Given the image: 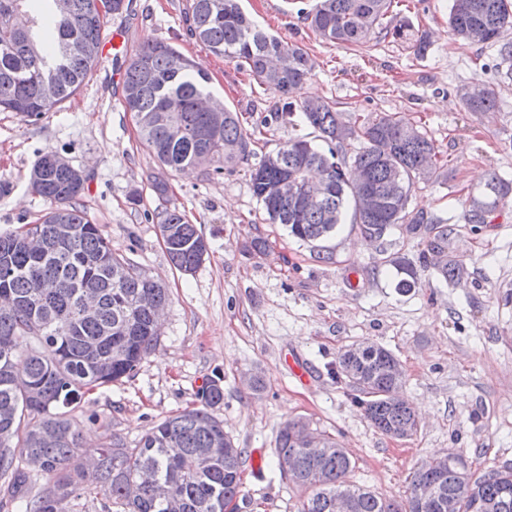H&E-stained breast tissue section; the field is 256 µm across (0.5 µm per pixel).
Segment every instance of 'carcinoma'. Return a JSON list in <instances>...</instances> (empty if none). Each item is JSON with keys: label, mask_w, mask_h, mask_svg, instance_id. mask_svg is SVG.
<instances>
[{"label": "carcinoma", "mask_w": 512, "mask_h": 512, "mask_svg": "<svg viewBox=\"0 0 512 512\" xmlns=\"http://www.w3.org/2000/svg\"><path fill=\"white\" fill-rule=\"evenodd\" d=\"M96 0H70L62 12L57 0H0V110L38 120L77 94L95 63L82 52L88 42L101 43L105 22ZM392 0H316L306 18L323 40L362 45L376 34ZM18 9L27 18L24 29L8 22ZM186 20L195 39L218 57L248 68L253 78L278 94L280 110L265 124L278 123L298 112L318 133V141L288 140L263 158L250 173V189L268 220L282 224L304 243L324 242L346 221L361 235L377 241L404 223L416 229L423 223L435 232L431 245H448V225L441 218L409 217L407 201L416 182L438 181L445 171L437 166L436 147L422 131L404 134L408 123L384 115L361 127L346 121L336 104L326 99L295 97L311 71L309 57L299 46L259 29L242 11L239 0H192ZM448 24L459 40L476 45H499L500 62L512 77V43L500 42L512 27L508 0H450ZM396 39L409 40L420 55L429 45L415 37L407 22L394 28ZM209 77L172 45L155 42L131 57L123 74L125 111L162 119L138 130L142 143L160 167L180 171L195 165L196 156L213 152L212 171L235 169L250 154L251 133L238 113L222 107L216 124L197 109V100L213 97ZM466 107L483 112L498 104L497 85L481 86L470 98L461 90ZM361 141L351 161L350 141L343 129ZM288 176L301 185L322 188L307 205L293 196L278 198L271 188ZM32 191L54 204L34 224L0 234V510L19 512H83L80 486L85 473L76 463L80 432L66 417V408L100 386L128 378L158 340L155 314L141 307L150 295L159 304L167 288L144 281L136 265L112 252L98 225L79 205L84 188L67 173L33 168ZM371 191L378 205L363 210L359 196ZM512 196V176L493 172L482 189L470 195L462 218L467 224H488ZM160 230L169 231L163 243L172 264L191 273L207 252L195 225L176 208L160 213ZM445 282L457 280L462 264L445 261L436 267ZM98 284V316L80 315L79 285ZM38 328L40 335L33 333ZM25 359V373L15 371ZM336 377L360 395L367 420L380 433L407 437L416 432L412 407L399 399L404 374L399 360L371 341L353 344L336 359ZM202 407L185 409L153 426L134 448L109 436L95 449L99 465L88 491H101L124 512H168L155 487L144 484L136 495L131 486L144 470L169 484L182 502L180 512H226L241 493L244 450L224 432V422L208 409L224 400L216 382L201 387ZM309 427L290 419L276 436L278 467L291 474L305 495L298 512H332L338 494L352 499L351 512H443L440 504L459 498L458 512H512V465L493 468L471 478L460 472L459 460L432 459L414 472L409 495L402 504L385 501L373 492L348 483L351 460L336 439L316 433L320 450L310 453L301 440ZM47 480L53 498L25 492L35 478Z\"/></svg>", "instance_id": "cac0c4a2"}]
</instances>
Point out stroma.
Returning a JSON list of instances; mask_svg holds the SVG:
<instances>
[{
	"instance_id": "1",
	"label": "stroma",
	"mask_w": 512,
	"mask_h": 512,
	"mask_svg": "<svg viewBox=\"0 0 512 512\" xmlns=\"http://www.w3.org/2000/svg\"><path fill=\"white\" fill-rule=\"evenodd\" d=\"M191 0H131L103 34L123 29L121 56H100L86 86L40 120L0 112V233L35 222L50 209L33 193L30 173L47 150L87 176L81 203L113 251L167 286L156 348L131 378L86 394L71 407L89 451L106 435L127 446L166 417L198 404L206 382L224 389L214 416L245 451L237 512H297L298 493L281 476L275 453L280 426L301 418L349 451L352 482L382 498L404 501L414 471L444 454L458 455L462 472L477 476L512 462V198L492 223L461 219L469 194L492 172L512 175V81L499 82V104L472 112L458 90L499 81L497 47L469 45L451 35L449 0H394L386 27L410 22L430 44L418 55L388 34L347 46L316 36L303 11L313 0H240L265 31L302 47L312 72L302 95L336 102L356 123L396 115L426 131L446 171L417 184L410 216L443 217L451 231L448 255L464 276L443 284L432 275V233L396 227L380 241L363 242L344 225L327 240L335 260L269 223L250 190V172L289 139L310 135L300 115L264 125L278 97L248 71L214 55L188 31ZM163 41L206 71L211 90L242 116L252 135L248 161L221 175L200 169L161 170L138 138L122 88L112 79L142 46ZM170 186L167 201L151 187ZM182 211L207 243L195 273L170 262L158 229L163 206ZM262 250L252 246L254 239ZM416 284L397 288L403 270ZM369 340L391 350L405 377L403 397L419 416L415 434L391 438L376 431L336 377L344 346ZM311 374L301 384L289 365ZM263 386L253 389V377Z\"/></svg>"
}]
</instances>
